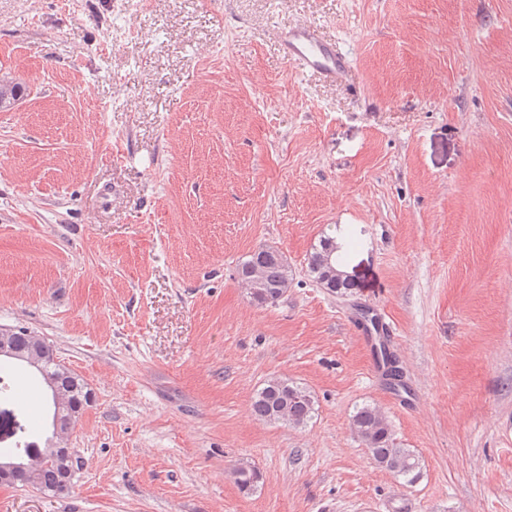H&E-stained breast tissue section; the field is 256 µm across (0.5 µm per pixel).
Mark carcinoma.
Returning a JSON list of instances; mask_svg holds the SVG:
<instances>
[{
  "instance_id": "1",
  "label": "carcinoma",
  "mask_w": 512,
  "mask_h": 512,
  "mask_svg": "<svg viewBox=\"0 0 512 512\" xmlns=\"http://www.w3.org/2000/svg\"><path fill=\"white\" fill-rule=\"evenodd\" d=\"M25 93L24 85L0 80L1 106H7ZM331 251L335 253L336 265L343 263L346 257L344 244L336 241L334 236H327L319 241L311 254L309 275L332 292L346 291L352 287L351 281L344 279L336 283L326 276L323 257ZM256 266L263 269L265 292L251 296V300L257 305L268 306L271 298L284 295L290 280L282 264L268 259L262 248L252 252L238 265L239 279H245ZM0 337L11 343L17 351V358L0 361V403H15L16 366L24 365L35 370V381L43 390L51 413L52 439L65 446L69 445L76 424L86 409L91 407V387L75 371L51 359L48 350L52 345L36 333L20 327L5 331ZM251 412L256 419L266 423L304 427L315 416L316 401L307 389L296 383L273 378L253 397ZM351 426L380 468L412 480L419 475V458L413 451L396 442L391 425L380 409L369 404L357 408L351 417ZM12 436V447L6 449L5 455L23 454L29 461L26 476L17 482L54 491L64 476V464L43 457L44 448L33 440L36 433L29 425L22 424L12 432ZM232 474L239 489L248 494L253 493L260 483L259 471L248 462L235 465ZM17 482L12 480L10 484Z\"/></svg>"
}]
</instances>
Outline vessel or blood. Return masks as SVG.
<instances>
[{
    "label": "vessel or blood",
    "instance_id": "b4317fda",
    "mask_svg": "<svg viewBox=\"0 0 512 512\" xmlns=\"http://www.w3.org/2000/svg\"><path fill=\"white\" fill-rule=\"evenodd\" d=\"M278 39L283 56L301 71L333 81L344 78L351 67L348 56L313 25L289 26Z\"/></svg>",
    "mask_w": 512,
    "mask_h": 512
}]
</instances>
